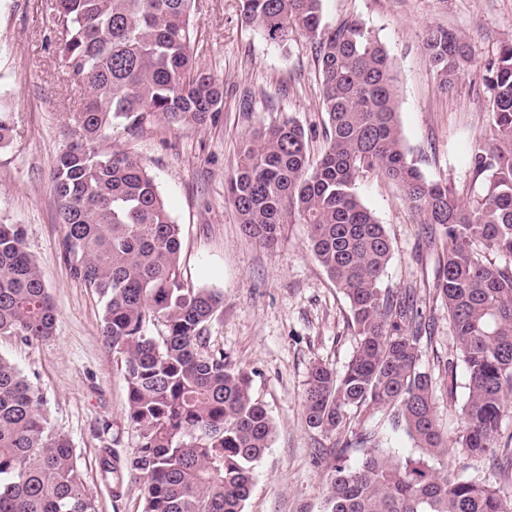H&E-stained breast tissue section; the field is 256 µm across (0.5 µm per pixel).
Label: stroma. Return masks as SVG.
Returning a JSON list of instances; mask_svg holds the SVG:
<instances>
[{
    "label": "stroma",
    "mask_w": 512,
    "mask_h": 512,
    "mask_svg": "<svg viewBox=\"0 0 512 512\" xmlns=\"http://www.w3.org/2000/svg\"><path fill=\"white\" fill-rule=\"evenodd\" d=\"M52 0H0V104L13 116V139L0 148V224H18L25 248L38 262L57 313L53 338L33 343L1 340L0 357L37 385L44 410L65 432L84 472L96 512H142L143 481L125 475L113 498L100 475L106 447L128 456L137 436L126 417L120 354L102 336L103 303L74 279L60 256L64 226L58 219L52 175L75 138L72 114L87 87L64 68L49 45L46 17ZM362 21L385 45L395 66L398 119L408 157L430 181L477 197L468 158L489 136V98L483 75L512 40V0H322V22L334 28ZM196 62L224 84L216 122L173 127L148 118L137 130L114 122L99 140L102 152L140 159L180 226L181 266L196 287L224 295L208 334L232 367L251 377L252 393L275 431L254 468L244 512H325L327 470L318 449L330 438L308 427L304 396L311 367L343 368L355 331L348 302L308 248L303 224H282L279 239L263 247L246 238L224 193L240 149L258 127L292 118L304 129L312 160L327 148L320 72L313 47L295 36L288 49L245 22L241 0H196L192 16ZM465 36L472 63L453 88L442 89L428 62V29ZM362 202L384 224L393 256L383 289L415 287L423 315L434 325L423 368L437 381L435 406L446 434L461 426L466 399L464 366L448 332V312L429 288L441 259L403 190L380 175L360 180Z\"/></svg>",
    "instance_id": "stroma-1"
}]
</instances>
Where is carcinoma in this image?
I'll list each match as a JSON object with an SVG mask.
<instances>
[{"label":"carcinoma","mask_w":512,"mask_h":512,"mask_svg":"<svg viewBox=\"0 0 512 512\" xmlns=\"http://www.w3.org/2000/svg\"><path fill=\"white\" fill-rule=\"evenodd\" d=\"M244 19L282 50L310 40L321 69L328 147L311 163L293 119L255 130L225 180L243 234L261 246L281 224H304L308 247L346 296L355 347L341 371L309 372L308 426L334 438L327 512H512V497L436 462L458 448L487 457L512 479V438L502 422L512 398V43L486 69L490 138L469 166L482 193L468 201L424 178L408 158L398 120L394 63L361 22L322 24V0H241ZM195 0H55L56 53L90 89L76 113L80 135L61 154L53 192L65 227L61 255L74 278L104 300V335L123 356L134 451L104 455L101 472L120 497L123 475L145 480L143 512H243L254 465L274 426L250 375L211 346L208 324L220 292L185 279L180 228L144 164L94 143L112 121L136 127L148 115L202 125L222 111L223 85L194 55ZM423 48L439 82L452 87L471 65L464 36L427 32ZM379 174L398 184L430 235L443 241L433 298L448 320L467 373L462 427L441 432L434 380L422 367L432 336L413 288H381L391 239L357 194ZM17 224H0V337L25 343L55 335L57 315ZM504 264L484 261L478 248ZM161 335L148 336V325ZM42 395L0 357V512H95L70 439L42 410ZM402 430L413 452L382 446Z\"/></svg>","instance_id":"obj_1"}]
</instances>
